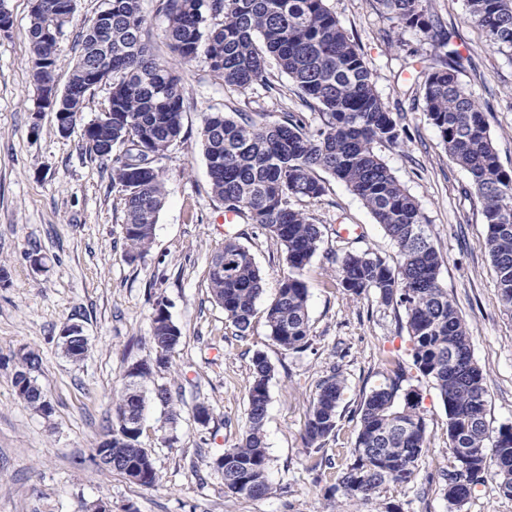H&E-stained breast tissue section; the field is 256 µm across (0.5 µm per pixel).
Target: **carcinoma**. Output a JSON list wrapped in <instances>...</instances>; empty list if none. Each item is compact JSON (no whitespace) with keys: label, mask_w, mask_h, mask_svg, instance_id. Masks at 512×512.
<instances>
[{"label":"carcinoma","mask_w":512,"mask_h":512,"mask_svg":"<svg viewBox=\"0 0 512 512\" xmlns=\"http://www.w3.org/2000/svg\"><path fill=\"white\" fill-rule=\"evenodd\" d=\"M112 29L99 34L90 25L76 36L78 58L67 88L73 95L57 99L63 112H81L88 92L107 84L103 111L112 126L83 133L82 146L111 167L112 184L120 187L125 210L123 234L132 258L143 257L165 198L157 162L181 138L184 100L178 80L154 55L144 38L142 0H110ZM168 19L166 37L173 52L189 62L204 54L210 71L224 85L246 89L273 84L266 75V56L300 90L305 102L318 105V123L301 112H284L277 122L250 115L218 112L209 116L201 143L211 192L246 224H258L284 246L288 272L267 308L273 339L286 351L309 344L308 288L303 271L320 249L322 230L314 218L295 207L325 192L317 172L346 184L370 210L398 249L392 268L375 253L341 248L331 254L341 287L351 295L377 291L381 302L404 308L418 371L436 382L448 413V468L439 475L448 504L459 509L479 485L492 479L500 494L512 499V426L490 430L486 420L483 372L473 359L465 321L448 300L439 280L443 258L431 240L417 201L383 159L378 144L396 145L405 133V113L394 112L375 88L360 48L327 8L325 0H159ZM404 28L430 35L432 62L419 72L423 112L440 133L448 157L471 177L487 226L485 246L496 274L499 299L512 314V169L499 162L485 111L463 86L460 75L470 65L457 34L434 19L426 0H376ZM467 19L483 33L487 45L512 56V0H465ZM70 13L32 10L29 38L31 70L38 93L46 82L45 62ZM139 146L151 162L135 165L126 144ZM208 281L215 301L235 327L247 332L263 288V276L250 252L227 240L212 257ZM182 332L157 303L152 341L157 362L166 364ZM39 363L32 352L18 355L14 387L17 398L38 408L43 389L31 377ZM373 391L359 410L354 448L326 495L377 499L391 485L412 482L426 444V421L419 393L401 390L403 369ZM247 421L240 443L224 450L212 466L224 477V492L242 498L273 493L270 459L264 435L271 366L261 352L252 358ZM152 374L146 363L131 366L117 404L118 426L112 429V471L140 486L159 481L151 454L135 442L141 429L128 419L142 416L146 398L140 382ZM343 380L336 370L318 385L304 441L310 471L332 467L323 441L335 434ZM492 442V448L486 443Z\"/></svg>","instance_id":"obj_1"}]
</instances>
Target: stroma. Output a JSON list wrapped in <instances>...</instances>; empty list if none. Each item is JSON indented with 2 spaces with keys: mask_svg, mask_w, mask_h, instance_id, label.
<instances>
[{
  "mask_svg": "<svg viewBox=\"0 0 512 512\" xmlns=\"http://www.w3.org/2000/svg\"><path fill=\"white\" fill-rule=\"evenodd\" d=\"M106 0H74L57 37L59 86H66L78 56L76 36ZM13 24L0 32V512H88L97 500L112 512H448L438 483L448 467V415L431 378L414 366L403 308L376 296L341 288L330 250H368L396 266L398 251L370 211L345 184L323 174L326 193L298 207L315 217L322 244L303 272L308 286L310 345L287 351L272 338L265 317L287 270L285 253L255 224H228L211 193L201 130L214 112L264 113L267 121L303 109L316 122L317 107L301 95L276 62L269 85L225 86L204 57L183 62L167 45L166 15L159 0H142L145 38L173 72L184 99L180 139L159 160L165 201L153 243L130 259L123 238L125 215L112 171L79 148L84 127L101 112L107 85L87 94L69 136L57 130L54 113L36 109L30 75L29 17L33 0H5ZM430 11L453 29L472 59L460 79L487 105L489 133L504 168H512V59L490 49L466 19L464 0H428ZM344 30L358 43L376 90L389 107L408 110L407 131L395 146L377 151L417 200L431 239L443 257L439 280L464 319L473 357L484 374L486 419L491 428L512 426V314L503 310L496 275L485 248L486 226L468 174L444 150L440 134L412 100L422 91L415 78L433 52L427 34L401 28L376 0H327ZM253 256L264 275L263 293L245 336H237L211 295L208 270L225 240ZM41 266H33V257ZM164 303L182 332L168 365L156 362L151 340L157 303ZM80 325L89 354L80 363L62 352L59 336ZM34 352L31 375L52 407L43 416L18 401L13 356ZM264 353L272 366L265 440L273 493L262 499L224 492L212 462L238 444L245 430L252 358ZM405 369L403 388L416 389L427 424V452L415 479L390 487L379 499L327 496L344 468L359 428V408L372 390L386 385L385 358ZM153 367L144 390L139 447L148 449L159 475L146 488L98 466L93 455L117 423L116 403L132 364ZM338 368L344 390L335 436L324 446L334 468L305 467L302 440L320 381ZM167 388L165 406L153 393ZM209 409L198 422L197 405ZM178 416H171V407Z\"/></svg>",
  "mask_w": 512,
  "mask_h": 512,
  "instance_id": "35a3bbf8",
  "label": "stroma"
}]
</instances>
